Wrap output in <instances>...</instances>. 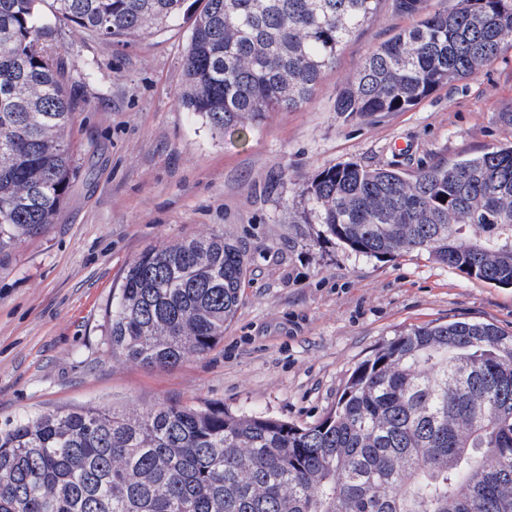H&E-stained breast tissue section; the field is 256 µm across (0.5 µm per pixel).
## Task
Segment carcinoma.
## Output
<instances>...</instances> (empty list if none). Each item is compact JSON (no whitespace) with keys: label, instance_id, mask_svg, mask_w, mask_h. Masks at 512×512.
<instances>
[{"label":"carcinoma","instance_id":"obj_1","mask_svg":"<svg viewBox=\"0 0 512 512\" xmlns=\"http://www.w3.org/2000/svg\"><path fill=\"white\" fill-rule=\"evenodd\" d=\"M0 0V251L39 234L74 176L77 99L48 43L65 20L129 40L191 14L182 106L241 133L308 104L382 0ZM391 0L422 19L371 50L336 95L348 117L403 112L512 42V0ZM358 255L421 252L512 285V142L412 173L346 162L298 183ZM245 254L215 234L150 248L108 312L112 352L174 367L224 340ZM0 512H512V334L491 323L400 331L299 427L261 413L163 403L78 407L0 424Z\"/></svg>","mask_w":512,"mask_h":512}]
</instances>
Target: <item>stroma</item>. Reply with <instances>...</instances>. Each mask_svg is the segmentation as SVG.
<instances>
[{
  "label": "stroma",
  "mask_w": 512,
  "mask_h": 512,
  "mask_svg": "<svg viewBox=\"0 0 512 512\" xmlns=\"http://www.w3.org/2000/svg\"><path fill=\"white\" fill-rule=\"evenodd\" d=\"M413 16L381 10L309 104L219 133L180 103L190 18L123 42L58 22L52 44L79 99L66 133L71 191L55 224L0 252V422L95 406L208 404L298 426L335 407L355 368L396 331L471 320L512 332V286L411 253L356 255L302 217L298 182L346 161L407 172L511 139L512 43L475 75L405 112L347 120L336 93ZM206 234L249 259L224 340L170 369L114 355L106 313L143 251Z\"/></svg>",
  "instance_id": "35a3bbf8"
}]
</instances>
